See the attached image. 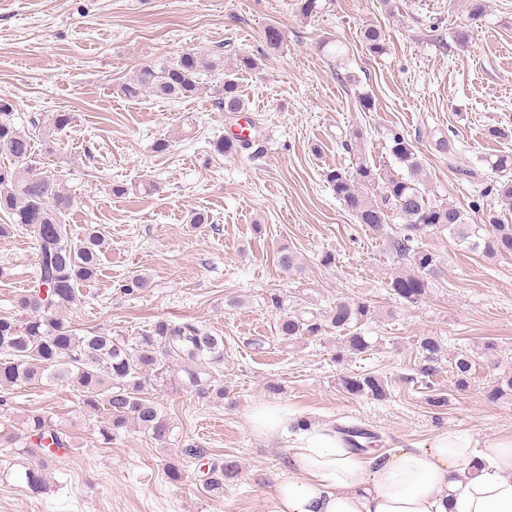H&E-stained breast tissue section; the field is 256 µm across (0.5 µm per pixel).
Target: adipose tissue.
<instances>
[{"mask_svg": "<svg viewBox=\"0 0 512 512\" xmlns=\"http://www.w3.org/2000/svg\"><path fill=\"white\" fill-rule=\"evenodd\" d=\"M273 512H512V437L444 433L423 448L359 453L311 424L294 435Z\"/></svg>", "mask_w": 512, "mask_h": 512, "instance_id": "obj_1", "label": "adipose tissue"}]
</instances>
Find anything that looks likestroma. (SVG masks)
<instances>
[{
  "label": "stroma",
  "mask_w": 512,
  "mask_h": 512,
  "mask_svg": "<svg viewBox=\"0 0 512 512\" xmlns=\"http://www.w3.org/2000/svg\"><path fill=\"white\" fill-rule=\"evenodd\" d=\"M294 0H0V98L14 121L52 112L71 123L51 145L37 144L40 165L63 175L76 205L65 220L72 234L93 225L109 246L89 300L71 315L78 334L138 336L161 319H191L224 339V362L212 372L223 398L208 401L168 390L157 398L183 443L204 452L188 478L163 476L170 455L130 429L101 445L95 419L70 382L41 380L16 387L0 424L26 436L32 411H49L70 430L75 447L48 467L46 493L0 481V512H270L276 482L288 472L287 437L255 433L258 403H277L308 422L358 425L375 433L377 450L421 448L442 433L476 441L512 436V399L487 401L485 390L512 372V254L492 259L468 251L448 233L422 238L440 273L429 296L401 304L387 284L399 268L379 237L369 235L324 179L329 168L357 160L398 171L389 134L416 140L432 196L464 211L471 223L488 214L512 224L497 196L498 176L486 155L512 152V0H484L472 19L470 0H322L306 17ZM381 27L386 53L366 50L361 32ZM282 35L268 51L267 27ZM467 33L458 42V33ZM196 48L231 66L246 52L260 63L239 82L246 110L226 118L213 101L222 72L204 75L206 92L192 99L126 98L122 84L142 64ZM372 110H362L360 92ZM250 128L252 148L232 157L209 143ZM502 137L493 138L489 129ZM449 136L450 158L432 138ZM171 142L156 152L158 139ZM472 171L465 179L464 171ZM122 183L114 197L110 184ZM206 224H191L193 213ZM299 259L291 273L280 248ZM336 264L322 266L323 252ZM0 314L32 285L35 244L27 232L0 237ZM147 276L146 290L123 294L118 282ZM272 288L308 298L324 310L339 298L364 299L374 316L364 329L369 355L334 362L335 337L283 343L277 317L264 304ZM442 337L448 353L474 360L460 390L441 362L418 375L417 337ZM263 348H253V340ZM372 372L390 388L383 402L342 392L340 376ZM281 391L269 393L267 383ZM446 397L442 407L428 403ZM237 461L239 477L213 498L203 490L211 464Z\"/></svg>",
  "instance_id": "obj_1"
}]
</instances>
